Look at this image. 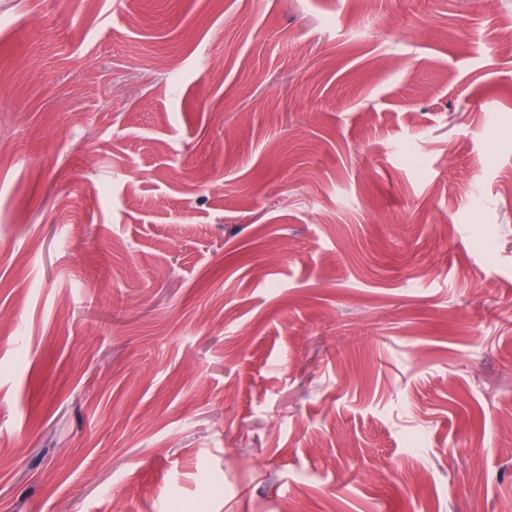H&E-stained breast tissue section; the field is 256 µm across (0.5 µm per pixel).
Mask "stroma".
Returning a JSON list of instances; mask_svg holds the SVG:
<instances>
[{"mask_svg": "<svg viewBox=\"0 0 512 512\" xmlns=\"http://www.w3.org/2000/svg\"><path fill=\"white\" fill-rule=\"evenodd\" d=\"M510 31L0 0V512H512Z\"/></svg>", "mask_w": 512, "mask_h": 512, "instance_id": "35a3bbf8", "label": "stroma"}]
</instances>
